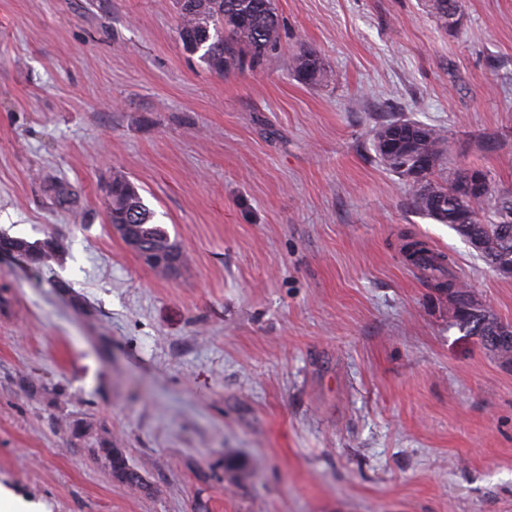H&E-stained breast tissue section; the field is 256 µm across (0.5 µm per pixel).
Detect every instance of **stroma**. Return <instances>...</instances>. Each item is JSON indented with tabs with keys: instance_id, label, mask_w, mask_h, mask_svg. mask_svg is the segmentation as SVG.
Segmentation results:
<instances>
[{
	"instance_id": "stroma-1",
	"label": "stroma",
	"mask_w": 512,
	"mask_h": 512,
	"mask_svg": "<svg viewBox=\"0 0 512 512\" xmlns=\"http://www.w3.org/2000/svg\"><path fill=\"white\" fill-rule=\"evenodd\" d=\"M275 3L268 57L220 75L174 0H0V233L67 248L0 259V492L38 512H512V366L399 248L450 254L509 322L512 277L370 146L392 116L439 125L512 192V0L448 32L424 0ZM302 49L333 82L293 75ZM116 175L176 275L113 234ZM98 452L105 457L112 470V474L120 481L147 488L148 484L140 470L130 465L120 448H115L114 446L113 448L112 446L110 448H99Z\"/></svg>"
}]
</instances>
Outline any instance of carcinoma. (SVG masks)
<instances>
[{
    "label": "carcinoma",
    "instance_id": "1",
    "mask_svg": "<svg viewBox=\"0 0 512 512\" xmlns=\"http://www.w3.org/2000/svg\"><path fill=\"white\" fill-rule=\"evenodd\" d=\"M178 37L188 52L199 55L205 66L219 74L252 68L262 61L279 36V16L275 0H177ZM426 7L436 23L448 28V11L464 17L462 0H426ZM289 66L306 84L318 85L333 80L332 71L309 51L295 53ZM371 146L376 157L390 171L405 172L420 160L429 161L423 185L406 181L408 200L415 210L439 224L449 225L465 239L477 255L494 271L512 266V193H497L491 174L480 168L487 184L482 198L467 192L470 169L447 168L448 130L410 118L397 117L379 121L372 134ZM492 205L488 220L481 219L486 205ZM111 224L129 225V234L160 252H169L185 263L184 255L168 231L153 223L154 212L144 203L138 188L124 177H115L107 199ZM7 247L22 256L34 257L33 245L21 237L0 236V248ZM405 259L423 270V275L441 293L459 299L460 313L455 324L477 337L481 346L503 363L512 362V334L500 329L512 327L499 319L487 306L483 314L468 311L465 296L471 289L452 272L453 258L426 243L409 239L402 246ZM120 481L148 488L140 470L130 465L122 450L99 448Z\"/></svg>",
    "mask_w": 512,
    "mask_h": 512
}]
</instances>
